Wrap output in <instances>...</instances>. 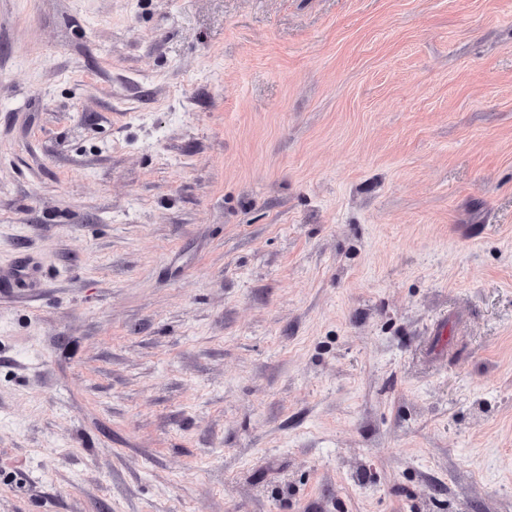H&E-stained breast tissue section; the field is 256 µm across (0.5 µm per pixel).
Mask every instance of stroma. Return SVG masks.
I'll return each mask as SVG.
<instances>
[{
    "label": "stroma",
    "mask_w": 512,
    "mask_h": 512,
    "mask_svg": "<svg viewBox=\"0 0 512 512\" xmlns=\"http://www.w3.org/2000/svg\"><path fill=\"white\" fill-rule=\"evenodd\" d=\"M0 512H512V0H0Z\"/></svg>",
    "instance_id": "1"
}]
</instances>
